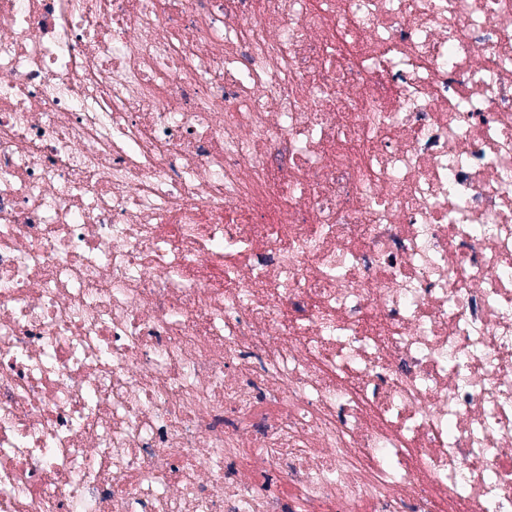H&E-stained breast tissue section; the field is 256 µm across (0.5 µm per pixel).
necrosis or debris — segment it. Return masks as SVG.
<instances>
[{
    "instance_id": "obj_1",
    "label": "necrosis or debris",
    "mask_w": 512,
    "mask_h": 512,
    "mask_svg": "<svg viewBox=\"0 0 512 512\" xmlns=\"http://www.w3.org/2000/svg\"><path fill=\"white\" fill-rule=\"evenodd\" d=\"M0 512H512V0H0Z\"/></svg>"
}]
</instances>
